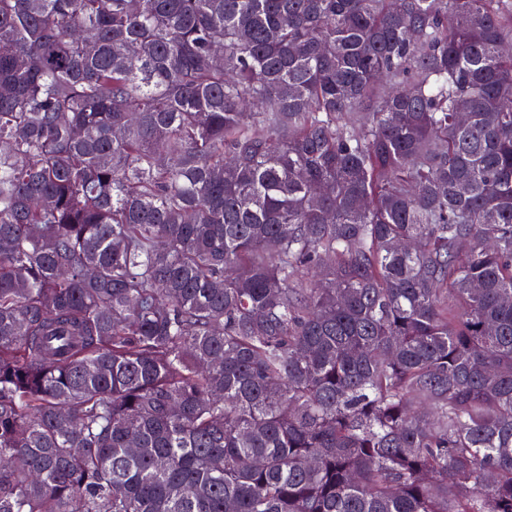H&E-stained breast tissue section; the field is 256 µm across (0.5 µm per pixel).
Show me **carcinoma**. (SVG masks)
Returning <instances> with one entry per match:
<instances>
[{
	"mask_svg": "<svg viewBox=\"0 0 512 512\" xmlns=\"http://www.w3.org/2000/svg\"><path fill=\"white\" fill-rule=\"evenodd\" d=\"M509 43L0 0V512H512Z\"/></svg>",
	"mask_w": 512,
	"mask_h": 512,
	"instance_id": "carcinoma-1",
	"label": "carcinoma"
}]
</instances>
